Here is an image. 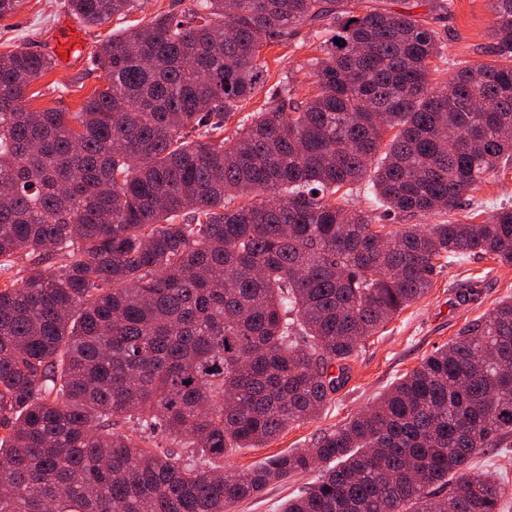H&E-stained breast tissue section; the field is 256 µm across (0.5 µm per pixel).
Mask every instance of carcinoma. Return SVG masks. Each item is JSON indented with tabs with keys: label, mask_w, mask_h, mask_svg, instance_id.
<instances>
[{
	"label": "carcinoma",
	"mask_w": 512,
	"mask_h": 512,
	"mask_svg": "<svg viewBox=\"0 0 512 512\" xmlns=\"http://www.w3.org/2000/svg\"><path fill=\"white\" fill-rule=\"evenodd\" d=\"M191 2L102 41L107 84L78 112L26 108L55 62L0 53V270L29 258L0 287V512H229L315 471L282 512H500L472 460L512 434V300L310 447L218 462L317 417L439 262L512 264V207L389 230L335 198L367 178L389 210L447 214L512 167V0H493L496 63L446 84L451 0ZM67 5L102 26L140 0ZM303 27L329 35L311 90L281 77L225 135L264 49Z\"/></svg>",
	"instance_id": "carcinoma-1"
}]
</instances>
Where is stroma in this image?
I'll use <instances>...</instances> for the list:
<instances>
[{
  "instance_id": "1",
  "label": "stroma",
  "mask_w": 512,
  "mask_h": 512,
  "mask_svg": "<svg viewBox=\"0 0 512 512\" xmlns=\"http://www.w3.org/2000/svg\"><path fill=\"white\" fill-rule=\"evenodd\" d=\"M452 2L450 11L435 22L444 70L449 74L461 64L491 62L495 25L493 0ZM189 6V0H144L142 11L129 20L115 19L99 27L79 25L80 52L70 59H57L52 71L33 81L26 91V105L37 110L79 111L83 101L104 84L94 53L105 37L123 31L126 24L146 22L158 14H179ZM74 20L66 0H23L16 14L0 18V52L19 47L45 53L51 34ZM319 44V39L303 29L289 45L266 48L269 82L287 72L306 78L310 60L320 55ZM503 205L512 206V169L488 175L465 196L451 218L461 220L474 211L486 216ZM506 299L512 300V266L497 264L479 253L447 264L434 276L426 296L368 338L348 363L346 383L315 419L288 426L265 447L234 450L224 459L225 472L238 473L274 455L308 447L314 437L367 409L424 358L452 341L466 324L486 316ZM312 480V475L301 474L271 483L236 506L235 512H281L288 498Z\"/></svg>"
}]
</instances>
